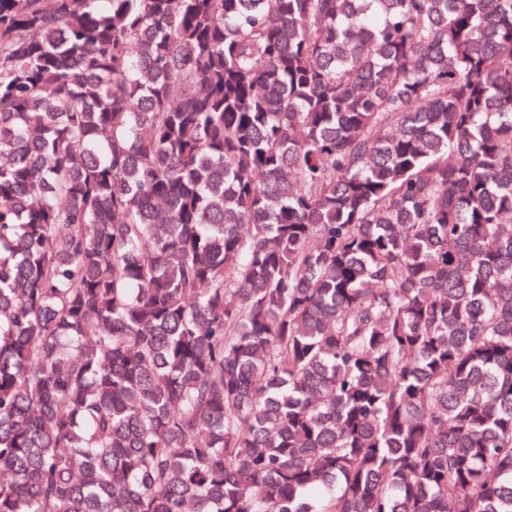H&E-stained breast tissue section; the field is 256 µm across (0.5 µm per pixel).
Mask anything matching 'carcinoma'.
Returning <instances> with one entry per match:
<instances>
[{"label":"carcinoma","instance_id":"obj_1","mask_svg":"<svg viewBox=\"0 0 512 512\" xmlns=\"http://www.w3.org/2000/svg\"><path fill=\"white\" fill-rule=\"evenodd\" d=\"M0 512H512V0H0Z\"/></svg>","mask_w":512,"mask_h":512}]
</instances>
